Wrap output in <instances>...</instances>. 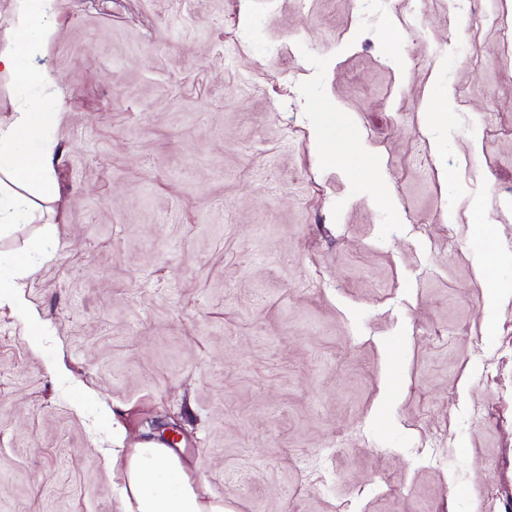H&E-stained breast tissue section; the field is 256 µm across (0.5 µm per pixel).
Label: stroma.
<instances>
[{"instance_id": "1", "label": "stroma", "mask_w": 512, "mask_h": 512, "mask_svg": "<svg viewBox=\"0 0 512 512\" xmlns=\"http://www.w3.org/2000/svg\"><path fill=\"white\" fill-rule=\"evenodd\" d=\"M470 14L56 0L59 195L0 235L34 269L0 512H123L113 449L171 426L227 512H512V0ZM347 130L383 185L329 163Z\"/></svg>"}]
</instances>
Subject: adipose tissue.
<instances>
[{"label":"adipose tissue","instance_id":"adipose-tissue-1","mask_svg":"<svg viewBox=\"0 0 512 512\" xmlns=\"http://www.w3.org/2000/svg\"><path fill=\"white\" fill-rule=\"evenodd\" d=\"M11 25L0 51V75L20 88L47 86L50 77L38 63L40 49L55 31L51 0H9ZM58 119L35 98L20 104L13 121L0 125V234L26 223L37 201L58 192L56 145L49 132ZM125 512H224L207 501L205 485L193 481L181 459L150 440L125 455Z\"/></svg>","mask_w":512,"mask_h":512}]
</instances>
